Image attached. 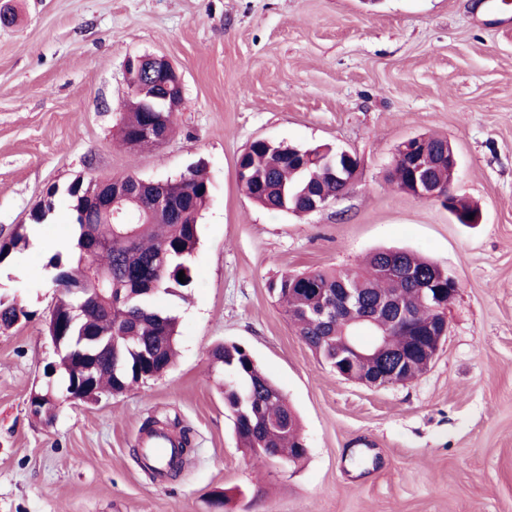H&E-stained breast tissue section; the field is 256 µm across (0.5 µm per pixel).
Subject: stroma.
Instances as JSON below:
<instances>
[{"label":"stroma","instance_id":"35a3bbf8","mask_svg":"<svg viewBox=\"0 0 512 512\" xmlns=\"http://www.w3.org/2000/svg\"><path fill=\"white\" fill-rule=\"evenodd\" d=\"M0 300L32 312L0 330V512H512V0H0ZM166 56L183 78L173 132L117 136L128 56ZM416 135L451 142L452 187L483 220L390 181ZM357 156L347 195L305 215L252 202L236 161L253 141ZM203 164L210 198L190 288L153 297L178 319L174 365L119 396L67 399L46 323L50 264L77 178L164 181ZM55 208L32 211L48 188ZM403 248L453 275L448 334L429 368L369 389L300 339L269 290L287 272L352 270ZM245 346L299 415L308 454L256 459L236 445L209 351ZM53 387L52 420L30 397ZM189 428L175 479L137 460L146 417ZM225 491L223 507L211 505Z\"/></svg>","mask_w":512,"mask_h":512}]
</instances>
